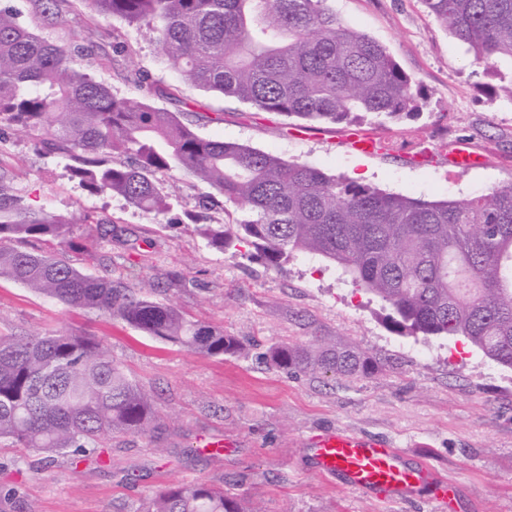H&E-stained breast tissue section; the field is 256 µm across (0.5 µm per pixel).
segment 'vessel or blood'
Segmentation results:
<instances>
[{
    "label": "vessel or blood",
    "instance_id": "1",
    "mask_svg": "<svg viewBox=\"0 0 512 512\" xmlns=\"http://www.w3.org/2000/svg\"><path fill=\"white\" fill-rule=\"evenodd\" d=\"M316 471L340 478L343 487L379 498L412 492L443 512L452 488L426 481L422 471L407 466L405 454L386 442L348 433L322 435L313 440Z\"/></svg>",
    "mask_w": 512,
    "mask_h": 512
}]
</instances>
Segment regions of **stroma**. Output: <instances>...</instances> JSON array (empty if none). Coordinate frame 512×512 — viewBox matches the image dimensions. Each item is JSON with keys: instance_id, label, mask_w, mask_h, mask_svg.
I'll list each match as a JSON object with an SVG mask.
<instances>
[{"instance_id": "obj_1", "label": "stroma", "mask_w": 512, "mask_h": 512, "mask_svg": "<svg viewBox=\"0 0 512 512\" xmlns=\"http://www.w3.org/2000/svg\"><path fill=\"white\" fill-rule=\"evenodd\" d=\"M330 5L350 27L383 43L427 94L413 117L362 123L382 144L371 156L351 147L347 125L301 129L296 119L184 83L164 63L152 32L97 15L86 0H67L66 30L43 24L30 0H0V10L50 40L78 43L89 32L104 47L126 45L129 69L145 74V82L117 78L97 58L87 73L118 97H152L171 110L189 102L187 120L201 137L426 200L462 199L512 183V96L500 91L499 77L474 65L422 0ZM165 86L177 100L156 97ZM460 142L480 155V165L462 171L449 164ZM0 158L18 174L26 203L72 219L66 237L54 241V254L68 256L76 247L99 253L88 273L150 293L243 344L232 356H201L0 278V331L66 328L97 337L152 395L157 414L154 431L113 436L81 462L59 456L31 469L23 462L28 449L0 445V512H141L163 488L193 481L230 489L260 512H425L417 496L378 499L316 475L312 437L342 431L382 439L430 481L454 485L449 512H512V369L461 336L391 333L381 302L324 263L299 259L277 272L209 247L198 227L223 223L224 211L200 209L211 188L183 172L161 175L175 199L157 217L120 196L83 189L69 159L37 151L26 133H1ZM104 224L112 228L108 242L100 239ZM316 336L349 345L382 367L334 379L283 370L265 358L273 347ZM211 437L229 441V448L202 447Z\"/></svg>"}]
</instances>
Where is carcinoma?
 Here are the masks:
<instances>
[{"instance_id": "1", "label": "carcinoma", "mask_w": 512, "mask_h": 512, "mask_svg": "<svg viewBox=\"0 0 512 512\" xmlns=\"http://www.w3.org/2000/svg\"><path fill=\"white\" fill-rule=\"evenodd\" d=\"M51 25L70 27L66 0H33ZM101 15L153 29L168 65L194 87L262 112L306 122L357 125L400 119L425 95L386 46L359 33L328 0H90ZM428 13L498 72L512 61V0H422ZM112 46L117 75L131 79ZM94 42L58 43L0 10V127L30 135L74 162L92 193L110 192L156 215L172 206L157 175L179 170L222 198L224 223L202 224L213 248L280 271L299 258L330 263L339 278L379 298L399 336H462L512 368V183L458 200L429 201L327 174L249 145L199 136L181 112L119 98L76 58ZM69 222L25 203L0 163V278L58 304L117 317L152 338L208 357L240 340L189 320L174 305L83 271L80 259L48 254ZM268 361L336 377L368 375L379 362L321 336L281 345ZM151 395L93 336L69 329L0 332V443L31 448L47 465L105 448L115 434L154 429ZM143 512H245L236 496L204 482L177 483Z\"/></svg>"}]
</instances>
